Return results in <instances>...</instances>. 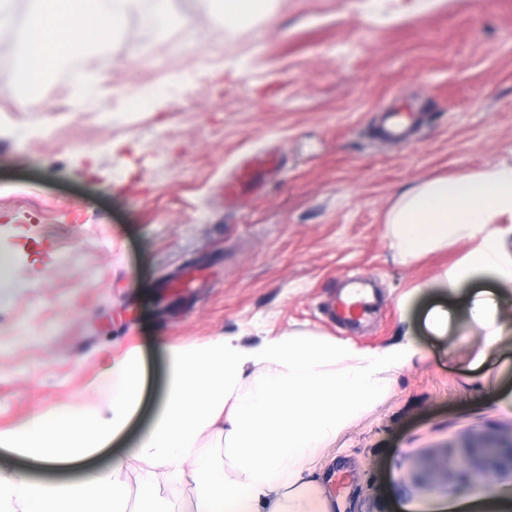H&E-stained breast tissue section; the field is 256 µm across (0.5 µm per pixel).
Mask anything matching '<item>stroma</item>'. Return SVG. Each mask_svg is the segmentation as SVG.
Here are the masks:
<instances>
[{"instance_id":"stroma-1","label":"stroma","mask_w":512,"mask_h":512,"mask_svg":"<svg viewBox=\"0 0 512 512\" xmlns=\"http://www.w3.org/2000/svg\"><path fill=\"white\" fill-rule=\"evenodd\" d=\"M175 7L184 25L146 32L131 18L101 47L111 113L71 111L61 74L19 108L0 72V428L77 402L132 345L148 366L144 424L169 346L310 331L374 351L408 338L414 362L319 461L333 512H485L489 488L512 496L507 474L487 488L452 478L474 439L512 433V335L491 348L453 322L436 335L428 312L462 299L420 286L468 246L403 264L386 226L421 182L512 161V0H278L271 19L231 31L198 0ZM140 44L148 55L128 61ZM137 87L162 107L125 108L120 93ZM411 102V137H381L382 117ZM256 152L277 167L226 202ZM356 282L373 312L330 322Z\"/></svg>"}]
</instances>
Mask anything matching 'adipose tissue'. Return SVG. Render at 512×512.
Masks as SVG:
<instances>
[{
    "mask_svg": "<svg viewBox=\"0 0 512 512\" xmlns=\"http://www.w3.org/2000/svg\"><path fill=\"white\" fill-rule=\"evenodd\" d=\"M203 2L230 31L270 17L276 0ZM387 224L404 263L468 242L444 282L453 292L474 287L465 328L494 345L505 329L493 290L512 288V162L422 182L400 197ZM417 354L410 340L362 352L307 331L253 347L213 336L170 348L151 424L123 454L86 471L142 405L146 360L131 346L92 381L89 401L38 408L0 430V448L27 462L0 469V512H332L311 476L316 460ZM132 460L147 467L136 491L120 479Z\"/></svg>",
    "mask_w": 512,
    "mask_h": 512,
    "instance_id": "1",
    "label": "adipose tissue"
}]
</instances>
